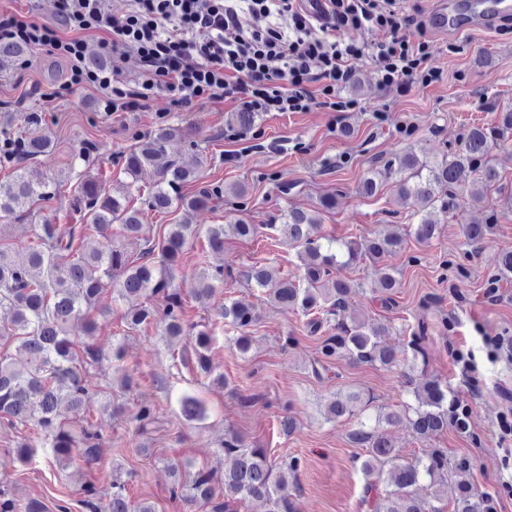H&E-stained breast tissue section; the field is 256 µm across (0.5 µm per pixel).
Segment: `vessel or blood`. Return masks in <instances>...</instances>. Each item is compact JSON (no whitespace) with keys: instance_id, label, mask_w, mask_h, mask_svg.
Segmentation results:
<instances>
[{"instance_id":"b4317fda","label":"vessel or blood","mask_w":512,"mask_h":512,"mask_svg":"<svg viewBox=\"0 0 512 512\" xmlns=\"http://www.w3.org/2000/svg\"><path fill=\"white\" fill-rule=\"evenodd\" d=\"M512 15V0H438L429 16L431 28L442 34L491 28Z\"/></svg>"}]
</instances>
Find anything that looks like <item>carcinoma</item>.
I'll use <instances>...</instances> for the list:
<instances>
[{
  "mask_svg": "<svg viewBox=\"0 0 512 512\" xmlns=\"http://www.w3.org/2000/svg\"><path fill=\"white\" fill-rule=\"evenodd\" d=\"M23 44L0 42V63L15 62L24 57ZM16 115L0 116V168L11 170L0 181V222L16 220L30 212L40 201H49L60 183L53 178L32 180L27 163L45 158L53 152V141L42 131L39 119L31 116L26 125L14 124ZM257 116L254 112L231 113V127L238 133L253 134ZM182 135V129L168 123L141 137L122 156V170L138 181L139 175L151 168L156 179L148 187L144 204L155 212L165 213L173 206L194 211L212 201L230 195L237 200L246 196V188L234 185L227 189L203 187L192 195L182 189L198 181L199 171L185 169L165 160L168 142ZM512 137V112L502 113L497 126H473L459 134L456 145L442 158L430 161L419 144L394 160H386L362 178L360 193L372 195L390 183L398 194L416 203L414 223L407 235L419 242L431 241L437 224L459 208L458 190L463 176L472 177L475 203L497 194L496 201L484 206L482 222L462 225L466 243L472 247L484 242L503 215L512 213V188L501 183L491 156L494 146ZM70 210L82 217V223L68 225L64 231L48 221L35 225L34 238L21 248L0 235V310L6 309L10 322L0 327V341L14 346L15 353L0 356V420L17 428L33 425L41 435L40 447L47 459L65 470L82 461L98 459L103 438L98 424L84 419L69 421L66 410L89 412L96 393L90 391L87 376L103 361L112 363V385L106 394L118 390L121 397L133 389V375L124 365L125 348L121 340L112 341L109 352L94 343L73 336L70 322L80 320L86 336L98 329L97 300L106 290L112 301L123 306L122 321L126 332H139L152 326L162 340L170 343L185 340L182 355H193L198 372L211 378V383L224 386V375L213 374L208 352L214 334L210 324L189 319L187 304L192 299L203 306L224 277L242 279L247 285L262 290L283 308L297 310L307 317L305 329L313 337L323 330L319 357L312 365L320 377L328 371V363L347 358L355 364L393 367L397 354L382 341L390 332L380 321L347 319L343 315L349 285L336 278L337 267L367 259L378 267L374 289L384 295V302L394 301L399 280L396 274L379 262L388 254L403 249L405 238L397 233H376L363 242L343 241L320 231V215L335 208L336 197L327 196L311 211L288 210L275 224H249L238 220L233 224H209L205 237L211 250L224 249V239L255 237L259 229L281 232L288 243L298 249V274L280 277L260 262L248 265L237 274H224L221 267L197 264L189 289L181 287L183 273L179 259L190 241L199 237V228L182 221L169 224L163 235H153L150 225L141 223V210L124 198L109 194L100 176L85 174L70 189ZM119 234L112 235V225ZM101 239L91 248L88 239ZM512 276V250L502 252L496 269L486 278L488 296L495 295L499 283ZM164 295L166 305L158 310L152 299ZM224 326L232 333L229 341L242 354L252 347L250 328L255 322L252 305L242 298L224 300L220 313ZM425 327L420 325L408 343L412 352L406 384L413 386L415 403L402 409L375 415L368 414L372 398L361 392L342 396L338 393L325 405L329 421L356 418L350 430L352 440L366 450L362 461L365 485L361 504L370 512H444L439 502L448 487V478L465 475L474 467L469 455L448 458V450L429 448L414 461L403 459L385 433V428L404 424L419 438H431L452 429L470 432L468 409L464 401L448 390L440 379L418 370L417 361L425 357ZM512 352L509 332L490 339L488 358L495 362ZM182 414L188 421L208 418L207 407L200 397L185 392L179 397ZM140 434L160 427L158 417L147 405L131 416ZM224 455L232 465L218 474L206 467L194 468L190 463L169 462L173 475L170 497L194 503L207 512H233L245 503L253 512H296L290 484L297 482L302 460L297 456L276 462L263 448L245 442L230 433L224 439ZM453 512H487L488 493L480 492L462 479L455 483ZM81 500L87 512H156L149 502L133 503L128 496L127 481L116 475L110 490L101 492L87 483Z\"/></svg>",
  "mask_w": 512,
  "mask_h": 512,
  "instance_id": "cac0c4a2",
  "label": "carcinoma"
}]
</instances>
